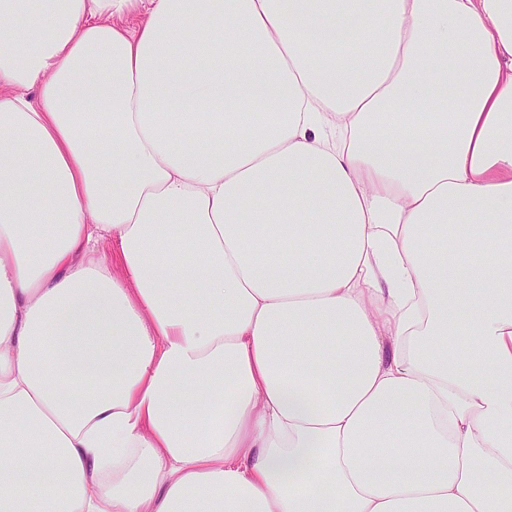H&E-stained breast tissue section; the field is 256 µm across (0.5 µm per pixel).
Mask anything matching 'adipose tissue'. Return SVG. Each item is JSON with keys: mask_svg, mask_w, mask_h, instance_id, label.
I'll use <instances>...</instances> for the list:
<instances>
[{"mask_svg": "<svg viewBox=\"0 0 512 512\" xmlns=\"http://www.w3.org/2000/svg\"><path fill=\"white\" fill-rule=\"evenodd\" d=\"M28 4L0 512H512V0Z\"/></svg>", "mask_w": 512, "mask_h": 512, "instance_id": "1", "label": "adipose tissue"}]
</instances>
